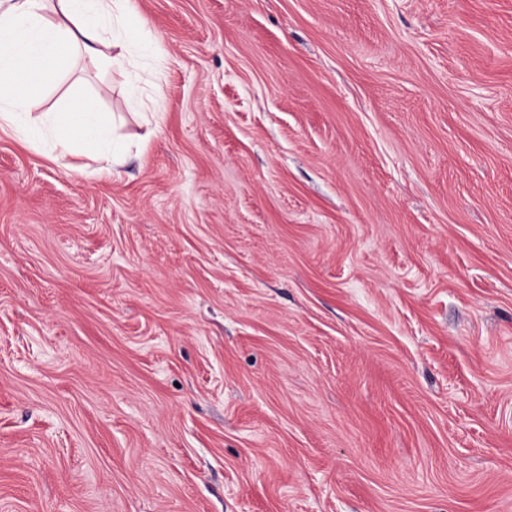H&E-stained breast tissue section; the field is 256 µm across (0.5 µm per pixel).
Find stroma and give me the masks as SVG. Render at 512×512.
Wrapping results in <instances>:
<instances>
[{"mask_svg":"<svg viewBox=\"0 0 512 512\" xmlns=\"http://www.w3.org/2000/svg\"><path fill=\"white\" fill-rule=\"evenodd\" d=\"M98 173L0 130V512H512V0H136Z\"/></svg>","mask_w":512,"mask_h":512,"instance_id":"1","label":"stroma"}]
</instances>
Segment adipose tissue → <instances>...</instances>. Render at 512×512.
I'll return each mask as SVG.
<instances>
[{"label": "adipose tissue", "mask_w": 512, "mask_h": 512, "mask_svg": "<svg viewBox=\"0 0 512 512\" xmlns=\"http://www.w3.org/2000/svg\"><path fill=\"white\" fill-rule=\"evenodd\" d=\"M135 12V0H10L0 8V129L59 161L88 150L111 174L124 158L110 137L113 114L93 98L72 99L75 131L64 133L63 115L43 110L38 88L56 80L53 64L65 45L99 67L131 62L152 43L148 32L131 34Z\"/></svg>", "instance_id": "ef3b65f1"}]
</instances>
